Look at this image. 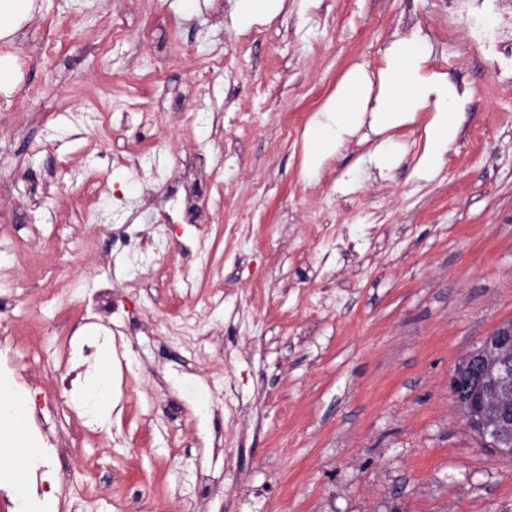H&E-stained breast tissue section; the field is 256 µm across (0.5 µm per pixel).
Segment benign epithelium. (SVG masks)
<instances>
[{
    "label": "benign epithelium",
    "mask_w": 512,
    "mask_h": 512,
    "mask_svg": "<svg viewBox=\"0 0 512 512\" xmlns=\"http://www.w3.org/2000/svg\"><path fill=\"white\" fill-rule=\"evenodd\" d=\"M512 319L499 323L448 378L467 428L486 450L512 459Z\"/></svg>",
    "instance_id": "1"
}]
</instances>
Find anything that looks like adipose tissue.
I'll return each instance as SVG.
<instances>
[{
  "instance_id": "ef3b65f1",
  "label": "adipose tissue",
  "mask_w": 512,
  "mask_h": 512,
  "mask_svg": "<svg viewBox=\"0 0 512 512\" xmlns=\"http://www.w3.org/2000/svg\"><path fill=\"white\" fill-rule=\"evenodd\" d=\"M432 55L428 36L417 30L385 48L383 65L377 71L362 64L352 66L306 127L303 177L317 180L325 162L341 155L354 141L373 142L367 160L379 176H388L402 157L395 131L413 124L425 110L431 117L423 129L416 170L422 177H431L455 145L460 116L473 99L470 88L430 68ZM20 420L19 412L0 405V430L10 434L0 442L1 463L17 465L34 453L17 434Z\"/></svg>"
}]
</instances>
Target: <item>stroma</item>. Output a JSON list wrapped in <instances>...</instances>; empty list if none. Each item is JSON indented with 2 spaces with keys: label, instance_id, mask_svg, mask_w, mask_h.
Instances as JSON below:
<instances>
[{
  "label": "stroma",
  "instance_id": "obj_1",
  "mask_svg": "<svg viewBox=\"0 0 512 512\" xmlns=\"http://www.w3.org/2000/svg\"><path fill=\"white\" fill-rule=\"evenodd\" d=\"M230 10L36 0L0 39L16 65L0 89V130L16 131L0 137V297L13 302L0 373L14 383L0 400L50 426L12 488L35 496L45 466L64 476L55 512H512V460L481 447L448 390L461 357L512 319V59L471 44L475 0L453 11L448 0H287L244 33ZM163 28L177 47L161 65ZM417 28L435 66L474 92L439 171L416 172L422 112L397 131L405 153L388 178L353 143L306 180L313 115L351 66L376 69ZM28 87L43 98L14 109ZM106 110L133 126L152 114L139 168L112 158ZM189 152L224 187L208 227L159 223L151 204ZM89 171L104 191L90 192ZM36 176L49 189L35 203ZM126 222L145 253L113 249ZM181 242L200 258L184 261ZM185 266L203 295L222 297L204 313L213 335L194 340L169 324ZM101 288L109 307L83 311ZM104 359L110 420H86L76 454L59 455L65 408ZM228 400L238 424L216 453ZM206 478L219 487L204 499Z\"/></svg>",
  "mask_w": 512,
  "mask_h": 512
}]
</instances>
